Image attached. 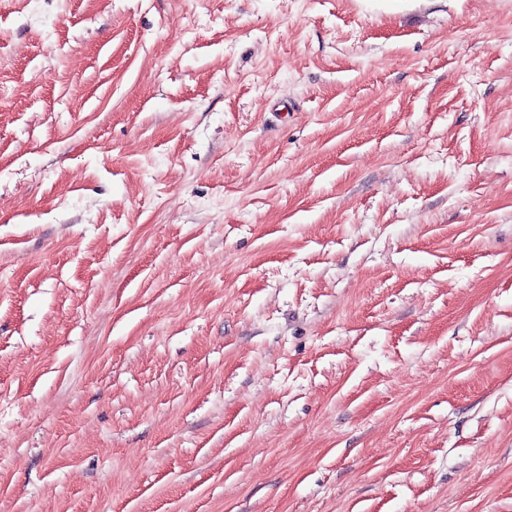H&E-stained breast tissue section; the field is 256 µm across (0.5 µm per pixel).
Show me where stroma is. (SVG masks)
<instances>
[{
	"label": "stroma",
	"instance_id": "obj_1",
	"mask_svg": "<svg viewBox=\"0 0 512 512\" xmlns=\"http://www.w3.org/2000/svg\"><path fill=\"white\" fill-rule=\"evenodd\" d=\"M0 512H512V0H0Z\"/></svg>",
	"mask_w": 512,
	"mask_h": 512
}]
</instances>
